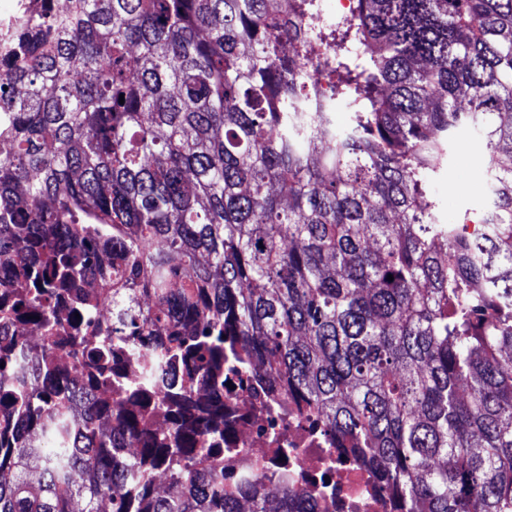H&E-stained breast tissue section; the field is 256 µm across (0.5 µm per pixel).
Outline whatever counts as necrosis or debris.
Segmentation results:
<instances>
[{
    "mask_svg": "<svg viewBox=\"0 0 512 512\" xmlns=\"http://www.w3.org/2000/svg\"><path fill=\"white\" fill-rule=\"evenodd\" d=\"M227 388L212 376L194 378L199 395L224 400V489L245 482L271 487L281 481L303 490L322 512H389L373 474L330 447L316 426L296 414L288 397L270 401L265 385L225 365Z\"/></svg>",
    "mask_w": 512,
    "mask_h": 512,
    "instance_id": "obj_1",
    "label": "necrosis or debris"
}]
</instances>
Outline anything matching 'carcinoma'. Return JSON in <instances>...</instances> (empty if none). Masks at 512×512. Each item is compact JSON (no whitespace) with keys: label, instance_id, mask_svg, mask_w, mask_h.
<instances>
[{"label":"carcinoma","instance_id":"carcinoma-1","mask_svg":"<svg viewBox=\"0 0 512 512\" xmlns=\"http://www.w3.org/2000/svg\"><path fill=\"white\" fill-rule=\"evenodd\" d=\"M319 11L42 0L0 29V512H316L286 482L224 494V465H198L224 402L152 392L169 357L219 376L226 351L393 512H512V0ZM464 126L491 173L478 239L434 213ZM146 336L141 377L112 388Z\"/></svg>","mask_w":512,"mask_h":512}]
</instances>
